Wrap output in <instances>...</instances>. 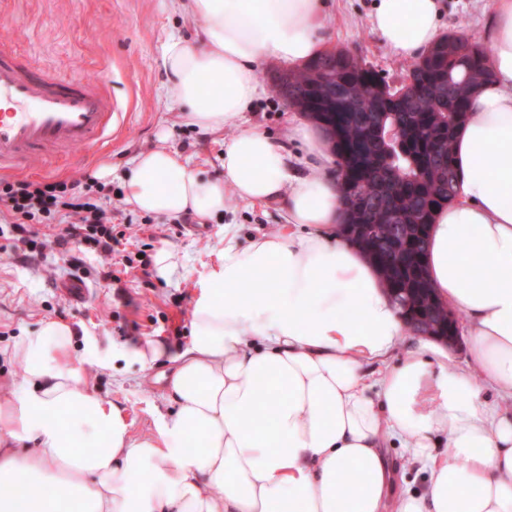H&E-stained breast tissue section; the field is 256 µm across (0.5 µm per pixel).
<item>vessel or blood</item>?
<instances>
[{
	"label": "vessel or blood",
	"instance_id": "1",
	"mask_svg": "<svg viewBox=\"0 0 512 512\" xmlns=\"http://www.w3.org/2000/svg\"><path fill=\"white\" fill-rule=\"evenodd\" d=\"M0 172L68 160L74 148L112 143L115 107L105 85L63 77L0 48Z\"/></svg>",
	"mask_w": 512,
	"mask_h": 512
}]
</instances>
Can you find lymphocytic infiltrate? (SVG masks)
<instances>
[{
  "instance_id": "1",
  "label": "lymphocytic infiltrate",
  "mask_w": 512,
  "mask_h": 512,
  "mask_svg": "<svg viewBox=\"0 0 512 512\" xmlns=\"http://www.w3.org/2000/svg\"><path fill=\"white\" fill-rule=\"evenodd\" d=\"M112 188L86 174L69 180H0V237L22 263L47 261L48 250L81 265L75 248L113 259L125 238L112 224Z\"/></svg>"
}]
</instances>
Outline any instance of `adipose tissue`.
<instances>
[{"mask_svg":"<svg viewBox=\"0 0 512 512\" xmlns=\"http://www.w3.org/2000/svg\"><path fill=\"white\" fill-rule=\"evenodd\" d=\"M195 41L172 35L165 95L183 124L219 130L266 93L265 63L295 70L325 49L322 0H186ZM443 0H374L369 23L396 56L441 36ZM484 51L493 79L454 144L458 194L425 252L436 295L465 312L470 369L409 340L375 268L340 229L328 137L299 119L303 155L245 128L222 175L201 176L166 147L138 154L136 209L221 214L225 196L278 202V233L226 242L190 312L191 340L111 344L74 358L48 321L12 349L24 379L0 402V512H512V0H493ZM402 360L392 361L396 349ZM163 373L156 432L89 386L86 364ZM428 474L393 495L386 457Z\"/></svg>","mask_w":512,"mask_h":512,"instance_id":"ef3b65f1","label":"adipose tissue"}]
</instances>
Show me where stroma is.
Listing matches in <instances>:
<instances>
[{"instance_id":"1","label":"stroma","mask_w":512,"mask_h":512,"mask_svg":"<svg viewBox=\"0 0 512 512\" xmlns=\"http://www.w3.org/2000/svg\"><path fill=\"white\" fill-rule=\"evenodd\" d=\"M373 0H327L326 46L344 49L372 66L388 82L402 79L411 62L393 56L368 16ZM491 0H444L445 31L484 34L485 15ZM198 25L185 17L176 0H0V42L28 55L39 67L62 76L102 81L121 111L122 128L111 149L87 156L75 149L77 164L47 173L26 171L29 179L80 177L103 164L112 165L113 207L128 225L126 248L133 269L113 281L99 280L96 252L84 251L78 278L67 274L63 257L24 265L5 250L0 237V401L9 398L12 384L21 382L23 368L11 355L16 341L36 332L49 320L71 326L78 349L104 348L113 343L136 344L155 337L166 339L170 349L185 347L191 338V307L224 245V227L237 225L240 237L279 231L284 220L276 203L249 205L227 194L224 213L196 224H183L163 215L137 211L121 192L122 175L132 158L143 151L166 146L204 176L220 172L224 143L239 128L255 126L276 143L288 141V126L295 115L283 99L271 92L274 65H266L260 79L267 94L252 111L224 129L204 131L184 125L176 108L163 96L167 79L162 64L163 45L171 34L191 40ZM171 250L177 270L161 277L155 257ZM81 284V297L68 295ZM159 368L119 365L116 372L102 373L88 367L91 388L100 397L123 407L131 431L142 437L155 430L157 409L166 402L156 381Z\"/></svg>"}]
</instances>
